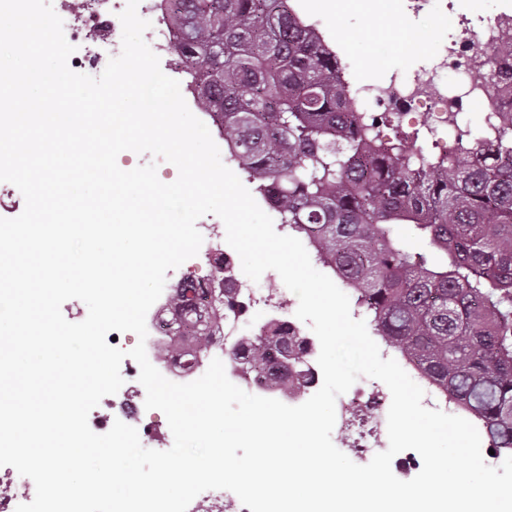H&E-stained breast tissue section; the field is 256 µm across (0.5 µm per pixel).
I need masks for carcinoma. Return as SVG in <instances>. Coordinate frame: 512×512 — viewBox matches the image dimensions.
I'll return each instance as SVG.
<instances>
[{
    "label": "carcinoma",
    "mask_w": 512,
    "mask_h": 512,
    "mask_svg": "<svg viewBox=\"0 0 512 512\" xmlns=\"http://www.w3.org/2000/svg\"><path fill=\"white\" fill-rule=\"evenodd\" d=\"M178 67L262 199L318 246L397 347L512 451V127L429 155L377 136L339 84L343 64L290 0H168ZM406 224L413 251L392 235ZM171 335L210 342L199 318ZM272 323L239 345L240 370L303 385Z\"/></svg>",
    "instance_id": "obj_1"
}]
</instances>
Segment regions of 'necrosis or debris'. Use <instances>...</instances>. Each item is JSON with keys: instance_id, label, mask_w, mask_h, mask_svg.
<instances>
[{"instance_id": "4bbe7bcc", "label": "necrosis or debris", "mask_w": 512, "mask_h": 512, "mask_svg": "<svg viewBox=\"0 0 512 512\" xmlns=\"http://www.w3.org/2000/svg\"><path fill=\"white\" fill-rule=\"evenodd\" d=\"M127 0H77L70 9L60 10L64 34L68 42L80 45L81 53L71 56L73 71L96 76L106 67L105 50L120 54L121 42L106 39V31L115 34L121 30L120 13ZM163 0H140L139 15L150 21L144 38L153 51H169L172 33ZM449 25L459 27L460 33L449 41L436 63L407 74H395L388 79L352 86L356 108L361 112L413 113L425 128L435 148L447 150L456 145L460 132L467 128L464 113L482 112L485 125H499L512 119V84L497 79L500 67L512 64V9L497 13L480 30H473L462 15H449ZM226 261L221 271L207 280L189 278L193 260H186L178 268L167 271L168 286L150 308L146 316L148 336L146 352L152 365L161 374L177 383H188L206 371L208 362L223 358L227 346L238 345L240 317L225 315L219 326V341L210 342L205 358L163 359L159 352L168 340L162 337L159 318L169 309L172 296L187 291L189 296L225 287L246 304L247 313L263 307H275L279 298L273 290L262 291L242 281L234 272L232 250H225ZM124 384L113 394L108 411L93 414L94 428L106 430L120 420L134 426L144 447L160 449L167 439L158 431L153 414L147 413L145 393L138 384L140 368L132 358H124L120 367ZM387 398L380 385L357 387L351 396L336 401V434L340 444L354 455L388 447ZM35 496V485L30 478L20 476L10 466H0V512H15L17 506L28 503Z\"/></svg>"}]
</instances>
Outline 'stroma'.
<instances>
[{
  "label": "stroma",
  "instance_id": "35a3bbf8",
  "mask_svg": "<svg viewBox=\"0 0 512 512\" xmlns=\"http://www.w3.org/2000/svg\"><path fill=\"white\" fill-rule=\"evenodd\" d=\"M398 16L411 33L410 39L392 26L390 19L367 14L358 0L335 7L332 0H318L313 14L329 42L345 45L354 82L378 81L391 73L405 74L431 64L452 35L445 15L427 7L408 10L398 4Z\"/></svg>",
  "mask_w": 512,
  "mask_h": 512
}]
</instances>
